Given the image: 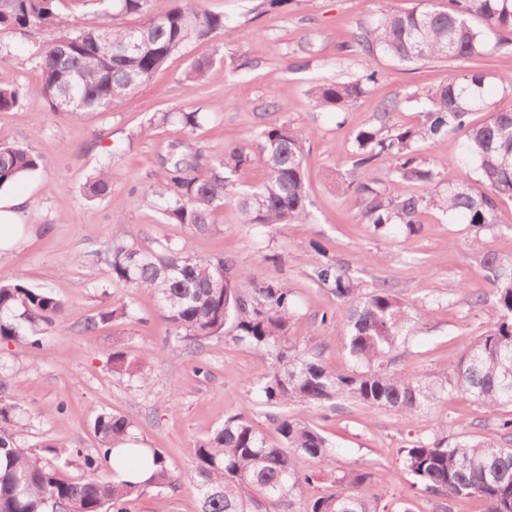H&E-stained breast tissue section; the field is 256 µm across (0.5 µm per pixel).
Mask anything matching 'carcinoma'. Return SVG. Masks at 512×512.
<instances>
[{"mask_svg":"<svg viewBox=\"0 0 512 512\" xmlns=\"http://www.w3.org/2000/svg\"><path fill=\"white\" fill-rule=\"evenodd\" d=\"M64 0H0V31L64 28L56 40L34 47L32 57L39 81L31 86H0V112L38 99L53 112L79 116L107 112L165 67L189 44L207 42L224 32L229 20L206 9L202 0H171L170 8L149 15L150 0H71L74 5L112 8L106 17L139 16L144 22L122 26L112 22L93 28L73 25L62 13ZM512 34V0H435L405 12L381 10L354 36V44L372 56L380 51L401 63L452 58L463 70L432 90L422 106L423 120L413 126L387 124L398 110L396 100L375 107L379 123L355 134L352 167L356 180L341 183L365 200L363 218L377 231L409 234L422 230L419 216L426 210L461 217L476 234L496 223L498 202L512 199V111L494 112L476 123V112L490 110L484 95L489 79L482 60L488 55V34ZM140 36L141 47L128 44ZM214 57L191 62L184 79L191 85L223 77ZM379 73L368 69L358 79L324 80L310 89L314 106L343 111ZM159 124L177 123L188 130L200 126L197 111L163 112ZM465 133L462 161L475 165L486 191L475 193L453 170L441 175L416 162L421 147H435L457 132ZM259 153L267 175L258 186L237 199L242 224H307L309 185L305 176V142L287 123L266 125L258 135ZM380 156L394 162L392 186L407 181L412 192H380L373 187L371 165ZM252 159L248 144L229 142L207 160L203 154L179 153L164 158V174L143 194L155 199L165 224L190 226L203 232L224 211L226 185ZM40 154L22 145H0V189L40 169ZM123 174L102 166L87 179L85 195L104 199ZM104 262L112 282L157 297L171 326L170 339L185 347L234 331L233 339L262 349L272 364L259 390L273 407H320L344 398L372 409L390 410L402 417L432 412L450 395H461L494 410H512V254L485 257L487 279L496 297V319L450 363L440 381L417 374L390 371L387 356L413 330L415 313L383 284L360 295L349 274L334 263L315 267L317 279L331 287L336 298L350 303L340 346L355 367L334 372L314 354L289 342L293 317L288 284L267 281L249 286L238 281L222 258L194 256L169 241L145 248L136 241L112 242ZM64 302L48 288H29L20 282H0V342H21L43 347L35 326L60 320ZM133 319L128 310L110 311L89 319L83 331L115 317ZM151 353L114 348L112 369L130 377L144 376L142 366ZM25 410L17 400L0 398V512H131L129 505L147 489L177 488L178 480L162 452L150 449L151 461L133 456L154 468L149 480L136 479L129 457L116 455L117 445L131 441V423L123 416L102 412L95 418L99 438L96 454H81L90 476L63 479L61 468L69 459L34 453L17 440ZM280 443L272 444L245 413L231 415L194 448L193 482L200 512H273V507L294 495L301 482L299 460L306 456L321 466L331 465L328 439L305 419L282 412L273 419ZM413 477L412 488L444 498L478 497L484 512H512V443L460 440L446 437L419 439L397 450ZM112 467L113 478L96 472ZM371 474L352 469L336 478L339 489L310 499L305 512H410L404 501L384 499L369 490Z\"/></svg>","mask_w":512,"mask_h":512,"instance_id":"carcinoma-1","label":"carcinoma"}]
</instances>
